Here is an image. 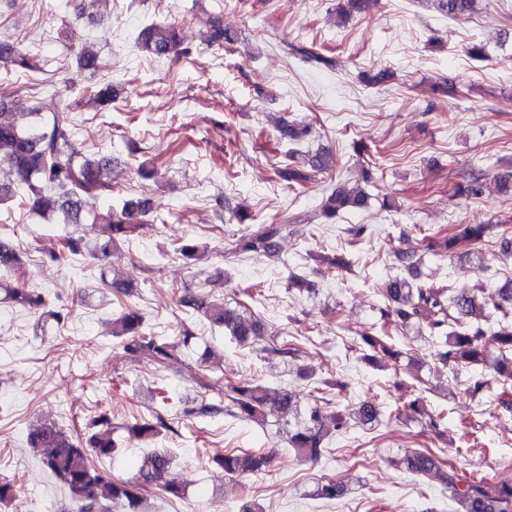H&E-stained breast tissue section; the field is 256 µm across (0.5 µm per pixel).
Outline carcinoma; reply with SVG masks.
I'll list each match as a JSON object with an SVG mask.
<instances>
[{"label": "carcinoma", "mask_w": 512, "mask_h": 512, "mask_svg": "<svg viewBox=\"0 0 512 512\" xmlns=\"http://www.w3.org/2000/svg\"><path fill=\"white\" fill-rule=\"evenodd\" d=\"M432 4L450 17H459L474 10L478 0H431ZM211 40L219 46L232 45L237 36L217 23L213 25ZM139 52L153 58H168L179 53V30L173 24L150 23L135 37ZM0 60L17 71L33 68L30 58L12 47L0 45ZM81 69L93 73L101 69L97 52L83 46L77 56ZM74 105L66 104L42 126L25 131L16 126L6 112H0V163L5 164L20 181L0 178V204L16 201L30 212L43 215L55 195L58 210L65 224H83L90 220L102 226L106 236L103 255L112 254L117 242L133 236L143 228L127 219L137 212L147 217L151 213L149 200L130 198L104 211L94 207L95 200L112 191L109 177L112 160L106 155L84 152L82 144L74 136ZM280 139L291 147L285 151L286 161L274 170L280 184L292 190L304 189L316 178L330 171L332 160L324 152L312 154L296 148V144L309 136L310 130L285 123L278 128ZM367 193L357 182L346 181L332 188L321 200L320 209L329 219L339 212L365 205ZM234 218L239 224L248 221L255 227L239 237L228 252L231 257L244 253H273L274 241L288 229L286 224H259L257 215L237 212ZM487 224H453L448 233L426 244V249H442L448 254L463 246L480 243L487 231ZM395 259L408 271L417 269L421 257L415 250L399 251ZM19 263L15 247L0 239V269H9ZM486 284L479 282L481 295L474 293L452 296L443 286L413 283L407 279H395L387 283L383 296L385 308L382 317L387 322L376 333L372 330L360 334L361 343L375 352L391 355L393 351L384 342L390 325L424 324L430 335L443 346L442 361L453 370L473 364L489 362L491 352H496L491 363L493 373L480 377L469 385L472 394L490 399L504 411L512 412V282L489 293ZM0 290L8 299L30 309L39 310L46 305L44 296L34 290L13 287L0 276ZM187 307L207 308V316L213 325L228 331L231 338L245 344L261 336L259 324L251 319L248 308L240 304L231 309L225 305L205 306L201 297L190 296L183 300ZM182 339L173 343L165 336L153 333L144 316L132 306H127L121 316L112 321V336L121 339L123 350L132 357L158 369L178 358L179 347L188 346L193 334L188 328L179 331ZM345 388L336 378L325 380L314 388V405L302 420L288 426V447L297 457L318 462L328 453V437L334 432L349 428L352 415L362 421L375 418L377 409L372 403H363L356 413L346 409L324 410L321 403H329L324 396L325 388ZM230 414L245 422L265 425L270 419L282 420L297 407L295 395L284 389L270 392L259 383L242 379L227 384ZM165 425L162 418L157 424L137 421L126 427L127 443L133 444L157 432V425ZM91 434L87 446L74 442L52 423L36 426L29 433L31 444L46 448L42 460L44 467L67 487L75 512H100V499L125 498L130 512H141L143 492L156 488L169 497L183 495L182 485L173 472V457L166 450H154L143 456L137 476L133 480L108 481L94 466L91 457L106 458L116 453L118 444L112 437L109 419L101 415L90 423ZM272 455L265 453L228 451L214 458V463L229 476H239L266 470ZM399 463L417 477L437 474L448 498L457 502L462 512H512V482L496 481L485 477H466L453 465L439 466V461L429 451L404 454ZM346 493L344 484L334 478H326L317 485L314 496L333 501Z\"/></svg>", "instance_id": "carcinoma-1"}]
</instances>
